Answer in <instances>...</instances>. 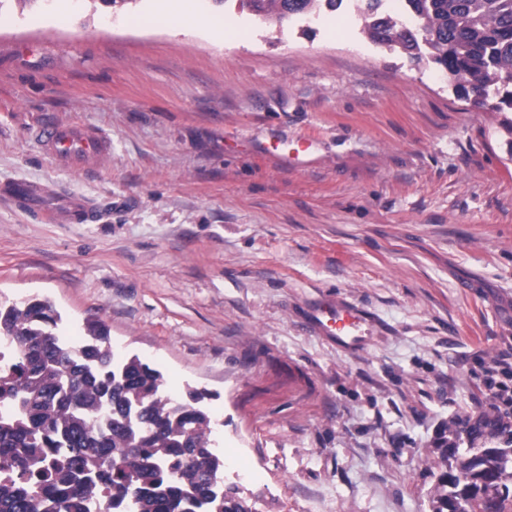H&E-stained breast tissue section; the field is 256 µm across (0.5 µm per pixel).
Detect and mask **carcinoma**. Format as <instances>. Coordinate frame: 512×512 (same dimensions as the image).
Returning <instances> with one entry per match:
<instances>
[{
  "label": "carcinoma",
  "instance_id": "1",
  "mask_svg": "<svg viewBox=\"0 0 512 512\" xmlns=\"http://www.w3.org/2000/svg\"><path fill=\"white\" fill-rule=\"evenodd\" d=\"M240 9L280 24L342 0H238ZM418 19L407 30L366 0L364 32L448 72L461 97L493 89L512 110V0H404ZM47 301L0 307V512H89L103 500L118 512H252L224 487L203 394L162 391L160 372L139 357L115 356L98 322L65 342ZM470 427L459 443L460 422ZM439 445L445 463L433 512L465 501L466 512H512V420L496 411L453 421ZM493 446L504 462L491 476L475 448ZM490 481L491 495L476 489Z\"/></svg>",
  "mask_w": 512,
  "mask_h": 512
}]
</instances>
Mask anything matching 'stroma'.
<instances>
[{
	"mask_svg": "<svg viewBox=\"0 0 512 512\" xmlns=\"http://www.w3.org/2000/svg\"><path fill=\"white\" fill-rule=\"evenodd\" d=\"M154 0L0 6V186L93 209L47 224L0 195V306L48 300L59 332L203 401L224 483L253 512H432L455 416L512 357V112L326 14L271 25L228 0L236 41L131 24ZM102 129L97 172L30 131ZM314 142L303 162L264 153ZM323 296L367 311L345 351L309 333Z\"/></svg>",
	"mask_w": 512,
	"mask_h": 512,
	"instance_id": "35a3bbf8",
	"label": "stroma"
}]
</instances>
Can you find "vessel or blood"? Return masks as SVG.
<instances>
[{
	"mask_svg": "<svg viewBox=\"0 0 512 512\" xmlns=\"http://www.w3.org/2000/svg\"><path fill=\"white\" fill-rule=\"evenodd\" d=\"M31 139L41 153L53 159L58 166L70 170L96 167L112 149L106 135L80 122L33 129ZM6 192L29 208L43 213L51 223L76 224L82 222L87 214V206L82 199H50L42 185L29 181L12 182ZM368 322L364 311L332 297L313 302L305 313V323L311 332L332 337L339 346L349 350L365 345L362 328Z\"/></svg>",
	"mask_w": 512,
	"mask_h": 512,
	"instance_id": "vessel-or-blood-1",
	"label": "vessel or blood"
}]
</instances>
